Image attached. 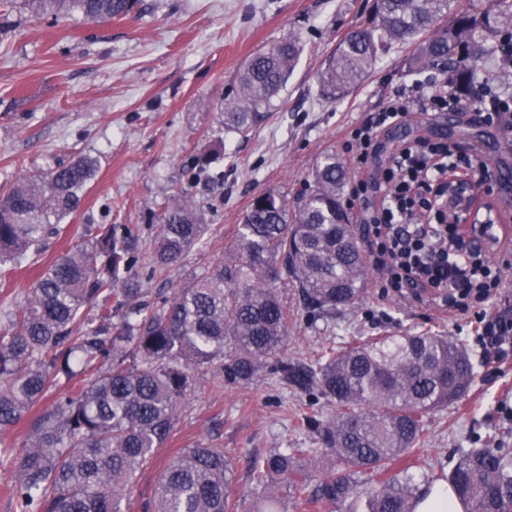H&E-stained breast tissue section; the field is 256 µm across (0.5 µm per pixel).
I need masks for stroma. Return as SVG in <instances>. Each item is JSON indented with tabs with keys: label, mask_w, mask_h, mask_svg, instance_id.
Instances as JSON below:
<instances>
[{
	"label": "stroma",
	"mask_w": 512,
	"mask_h": 512,
	"mask_svg": "<svg viewBox=\"0 0 512 512\" xmlns=\"http://www.w3.org/2000/svg\"><path fill=\"white\" fill-rule=\"evenodd\" d=\"M373 0H141L135 17L94 22L0 14V189L19 175L97 159L95 177L66 234L47 240L37 262L0 279V323L24 300L37 277L59 256L92 239L99 224L156 225L171 185L191 155L218 151L219 183L193 189L215 227L202 250L190 252L148 291H172L232 256L236 231L251 199L265 191L291 193L317 159L335 152L349 164L351 133L402 91L450 77V69L415 71L416 51L395 44L355 88L335 101L320 93L318 73L336 44L367 24ZM301 54L268 118L247 135L224 128L217 108L235 93V76L260 49L288 35ZM419 137L451 144L480 143L490 169L512 180V129L469 121L454 112L413 115L390 129L372 164L383 167L399 145ZM286 356L313 362L323 347L351 336L433 331L467 341L474 371L465 395L431 413L413 457L416 482H445L461 454L491 444L512 456V358L487 367L475 342L477 305L446 312L435 303L382 287L369 268L362 297L333 319L309 316L295 290ZM332 413L316 393L280 383L270 373L233 389L201 379L163 448L132 489L151 500L155 482L180 448L201 442L232 458L236 512H256L259 491L249 477L252 456L273 448H305L321 466L318 426Z\"/></svg>",
	"instance_id": "obj_1"
}]
</instances>
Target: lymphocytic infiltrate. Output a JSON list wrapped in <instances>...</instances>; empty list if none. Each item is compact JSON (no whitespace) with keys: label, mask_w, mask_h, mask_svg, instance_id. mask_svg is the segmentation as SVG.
<instances>
[{"label":"lymphocytic infiltrate","mask_w":512,"mask_h":512,"mask_svg":"<svg viewBox=\"0 0 512 512\" xmlns=\"http://www.w3.org/2000/svg\"><path fill=\"white\" fill-rule=\"evenodd\" d=\"M461 108L448 82L416 86L411 94L392 99L375 121L355 130L360 151L351 160L353 200L377 198L367 227L378 241L375 262L386 272L390 287L427 296L451 309L474 293L489 300L498 283L481 249L464 240L457 225L439 227L435 206L436 189L449 169L464 171L479 186L488 181L481 146L462 148L417 139L388 158L381 177L367 176L366 167L378 156L388 126L405 124L415 112ZM478 324L476 340L486 359L498 361L512 354V322L502 314L486 312Z\"/></svg>","instance_id":"1"}]
</instances>
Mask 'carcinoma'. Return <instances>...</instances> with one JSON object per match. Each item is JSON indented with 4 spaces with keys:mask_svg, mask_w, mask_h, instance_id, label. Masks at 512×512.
Returning a JSON list of instances; mask_svg holds the SVG:
<instances>
[{
    "mask_svg": "<svg viewBox=\"0 0 512 512\" xmlns=\"http://www.w3.org/2000/svg\"><path fill=\"white\" fill-rule=\"evenodd\" d=\"M449 2L374 0L371 23L351 30L325 59L322 95L347 93L392 44L428 30L433 35L411 67H451L464 89L478 69L487 85L505 82L512 43L503 33L512 31V0H488L485 9L460 11L440 28ZM23 5L37 18L107 22L129 16L139 0ZM496 52L500 64L486 67ZM299 54L298 41L284 38L239 70L224 126L245 135L265 121ZM211 163L207 156L190 162L154 233L145 236L136 224L97 225L90 244L57 259L27 300L8 311L0 327V467L15 477L16 512H134L130 488L169 438L200 375L231 389L264 372L335 407L321 428L329 469L311 471L279 449L252 458L249 476L268 491L265 512H279L281 490L298 507L354 495L363 512H413L421 489L392 465L423 441L427 415L465 393L473 374L468 348L426 331L345 341L313 363L281 355L291 314L279 289H297L307 312L327 320L355 304L365 286L367 265L340 200L345 171L334 153L316 162L292 196L253 197L233 257L170 297L149 295L142 279L166 273L204 244L210 225L191 187L224 179ZM97 164L81 156L22 176L0 193V275L29 263L47 237L68 228ZM77 375L82 383L36 415L22 444L6 440L62 380ZM233 476L224 449L182 448L157 479L152 512H231ZM448 484L467 512H512V458L495 448L464 451Z\"/></svg>",
    "mask_w": 512,
    "mask_h": 512,
    "instance_id": "carcinoma-1",
    "label": "carcinoma"
}]
</instances>
